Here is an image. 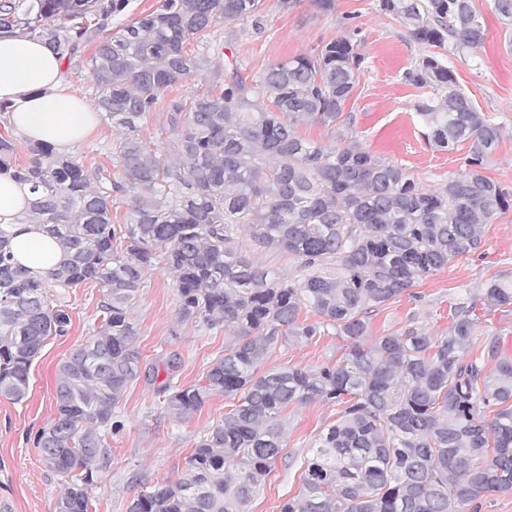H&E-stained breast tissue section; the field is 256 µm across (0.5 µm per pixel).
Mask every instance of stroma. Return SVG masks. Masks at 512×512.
<instances>
[{
	"mask_svg": "<svg viewBox=\"0 0 512 512\" xmlns=\"http://www.w3.org/2000/svg\"><path fill=\"white\" fill-rule=\"evenodd\" d=\"M377 0H335L333 12L319 9L316 0H260L261 24L241 19L215 26L207 42L191 40L194 51H208L213 58L209 73L166 92L164 100L140 129L148 143L161 147L172 132L168 103L223 84L227 65L242 75H260L266 68L295 55L316 54L330 41L356 34L365 57L359 83L347 105L354 118L353 134L373 153L417 174L423 188L433 189L458 172L468 153L467 144L453 151H439L423 140L413 110L418 90L403 74L417 66L427 48L409 38L393 17L378 12ZM485 22L486 39L479 48L480 64L452 59L461 87L482 111L488 112L503 130L497 150L486 160L484 172L512 188V51L504 46V31L492 11L491 0H473ZM118 131L112 122L99 118L96 131L79 142L85 166L116 171L112 149ZM491 278L512 282V210L485 225L482 245L474 253L449 262L442 271L420 281L414 296H402L385 309L372 313L365 344L375 337L397 331L409 317H417L431 333L448 326V302L465 292L476 291ZM172 273L153 268L129 311L139 334L134 347L142 368H154L157 378L141 376L117 405L118 431L108 437L111 466L105 483L91 495L95 512H126L130 499L157 482L177 480L186 457L203 430L223 419L230 398L214 396L187 419H170L162 408L160 380L174 377L182 385L201 380L211 363L222 356L233 336L223 326L208 328L182 323L177 318L178 296ZM98 287L85 286L70 297L71 328L66 335L46 340L30 369L26 401L15 404L0 397V500H9L13 512H56L65 480L47 468L34 438L56 413V367L71 349L82 344L99 324ZM347 342L329 335L311 342L290 341L277 345L264 363L265 369L284 366L312 368L335 360ZM178 357L180 366L168 374L166 363ZM283 461L266 477L251 505V512H279L283 503L298 495L302 486L303 459L321 431L339 417L338 407L311 403L288 407Z\"/></svg>",
	"mask_w": 512,
	"mask_h": 512,
	"instance_id": "1",
	"label": "stroma"
}]
</instances>
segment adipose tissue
<instances>
[{"mask_svg": "<svg viewBox=\"0 0 512 512\" xmlns=\"http://www.w3.org/2000/svg\"><path fill=\"white\" fill-rule=\"evenodd\" d=\"M0 102L9 106L16 134L63 154L96 126L95 107L67 87L59 58L44 43L26 37L0 38ZM32 198L28 185L0 175V222L13 227L15 258L42 272L57 264L60 247L39 225L22 223Z\"/></svg>", "mask_w": 512, "mask_h": 512, "instance_id": "ef3b65f1", "label": "adipose tissue"}]
</instances>
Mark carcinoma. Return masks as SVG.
<instances>
[{"mask_svg": "<svg viewBox=\"0 0 512 512\" xmlns=\"http://www.w3.org/2000/svg\"><path fill=\"white\" fill-rule=\"evenodd\" d=\"M129 0H0V36L45 42L72 63L87 59L98 111L122 137L117 177L46 143L16 160V137L0 121V174L30 185L26 223L57 239L61 259L40 276L13 262L0 224V396L24 401L44 342L63 336L71 292L101 289V322L56 373V414L37 433L46 466L66 478L57 512H90V490L110 463L106 437L127 387L141 375L129 317L146 270L174 275L178 319L224 325L235 340L189 386L169 377L158 392L176 420L216 395L237 399L203 431L182 475L133 496L127 512H250L284 447L291 405L341 407L303 461L298 496L280 512H464L512 491V357L476 335L477 309L512 306V284L490 279L478 298L449 305L448 329L410 324L370 346L368 315L419 281L476 251L483 226L512 207V192L483 174L501 126L460 87L447 54L471 56L486 30L473 0H379L408 36L433 51L406 72L423 89L413 110L431 147L469 144L459 171L426 192L417 175L348 138L345 113L364 56L349 39L296 55L248 79L238 68L221 89L171 104L173 132L161 149L140 137L164 93L204 72L193 38L243 17L260 22L259 0H160L113 25ZM512 49V0H492ZM331 129L330 145L295 126ZM130 198L128 220L112 208ZM297 260L291 277L255 263L239 230ZM316 317L307 322V314ZM342 336L335 362L261 372L278 343Z\"/></svg>", "mask_w": 512, "mask_h": 512, "instance_id": "1", "label": "carcinoma"}]
</instances>
